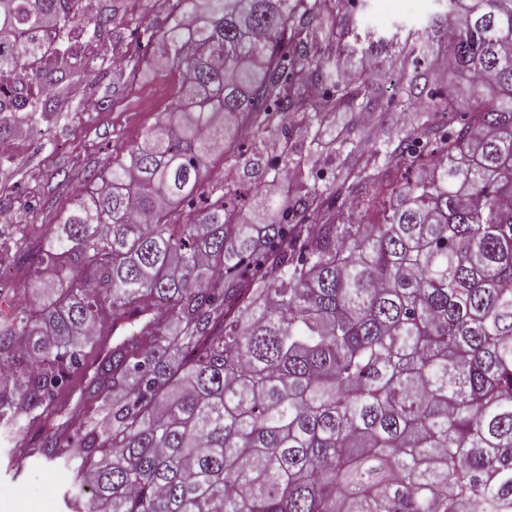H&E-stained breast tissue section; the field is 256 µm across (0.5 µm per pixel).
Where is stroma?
Returning a JSON list of instances; mask_svg holds the SVG:
<instances>
[{"instance_id": "35a3bbf8", "label": "stroma", "mask_w": 512, "mask_h": 512, "mask_svg": "<svg viewBox=\"0 0 512 512\" xmlns=\"http://www.w3.org/2000/svg\"><path fill=\"white\" fill-rule=\"evenodd\" d=\"M115 14L111 35L99 44L92 72L65 81L56 92V112L47 133L22 129L11 165L0 166V226L55 223L61 207L84 187L90 174L107 161L125 156L128 147L162 121L175 102L179 85L172 54L158 32L168 23L167 0H103ZM438 0H367L361 10L337 18L352 28L346 47L335 56L337 68L352 69L366 57L378 61L382 91L373 124L359 111L335 113L324 134L354 132L367 143L385 144L410 135L421 105L400 110L394 97L404 77L425 73L438 48L447 43ZM423 34L425 54L419 65L399 52L408 35ZM210 165L224 169V181L240 187V211L253 208V188L267 189L268 165L243 166L214 156ZM9 441L0 438V512H69L71 471L60 464L32 461L21 474L7 467Z\"/></svg>"}]
</instances>
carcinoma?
<instances>
[{"label":"carcinoma","mask_w":512,"mask_h":512,"mask_svg":"<svg viewBox=\"0 0 512 512\" xmlns=\"http://www.w3.org/2000/svg\"><path fill=\"white\" fill-rule=\"evenodd\" d=\"M169 2L168 118L4 258L29 291L0 282L11 466L71 467V512H512V0H443L441 54L483 102L450 87L443 123L343 139L383 154L336 186L359 196L346 217L284 135L271 169L303 216L275 224L239 223L206 164L243 159L241 127L273 113L312 144L318 114L376 108L368 75L297 41L365 0ZM112 23L0 0V138L53 115L71 32Z\"/></svg>","instance_id":"1"}]
</instances>
